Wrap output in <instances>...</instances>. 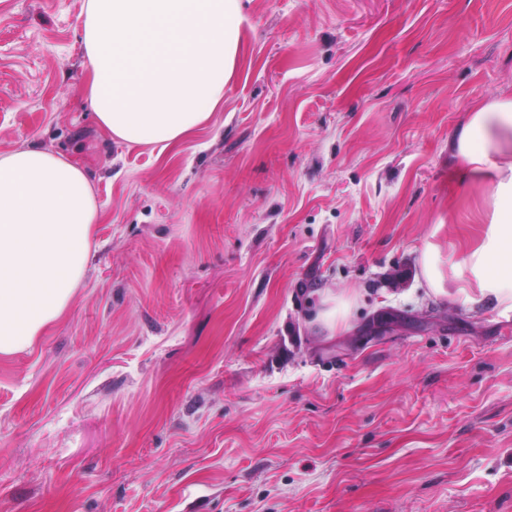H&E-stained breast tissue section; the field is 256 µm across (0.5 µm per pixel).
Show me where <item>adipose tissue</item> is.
<instances>
[{
    "mask_svg": "<svg viewBox=\"0 0 512 512\" xmlns=\"http://www.w3.org/2000/svg\"><path fill=\"white\" fill-rule=\"evenodd\" d=\"M239 0H88L82 41L87 97L110 137L168 147L224 99L238 44ZM488 188L490 222L448 273L426 244L421 275L474 306L512 309V99L470 113L451 141ZM99 219L86 169L39 148L0 156V355L30 349L81 284Z\"/></svg>",
    "mask_w": 512,
    "mask_h": 512,
    "instance_id": "ef3b65f1",
    "label": "adipose tissue"
}]
</instances>
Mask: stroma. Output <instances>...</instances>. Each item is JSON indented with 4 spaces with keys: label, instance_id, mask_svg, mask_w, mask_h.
<instances>
[{
    "label": "stroma",
    "instance_id": "1",
    "mask_svg": "<svg viewBox=\"0 0 512 512\" xmlns=\"http://www.w3.org/2000/svg\"><path fill=\"white\" fill-rule=\"evenodd\" d=\"M86 4L0 0V155L87 167L100 213L0 355V512H512V311L419 274L489 222L448 143L512 98V0H240L223 103L165 149L96 123ZM325 304L326 307L317 313L315 321L332 332L338 322L345 320L350 314L352 298L345 293H339L329 296Z\"/></svg>",
    "mask_w": 512,
    "mask_h": 512
}]
</instances>
